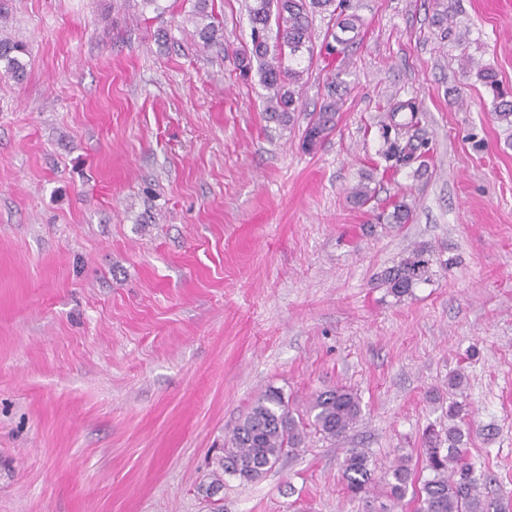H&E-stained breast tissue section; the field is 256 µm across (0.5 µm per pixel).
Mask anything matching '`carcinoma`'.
<instances>
[{
    "instance_id": "carcinoma-1",
    "label": "carcinoma",
    "mask_w": 512,
    "mask_h": 512,
    "mask_svg": "<svg viewBox=\"0 0 512 512\" xmlns=\"http://www.w3.org/2000/svg\"><path fill=\"white\" fill-rule=\"evenodd\" d=\"M211 0H192L187 20L194 23L198 45L209 49L224 44V30L213 21L209 11ZM250 41L232 50L233 62L239 76L249 79L257 74L265 88L264 111L267 119L279 125L294 123L300 111V84L312 60V15L328 14L336 27L354 32L362 24L355 14L347 13L348 0H248L246 4ZM5 15L0 13V76L21 80L27 68L24 56L26 46L3 33ZM477 75L493 94L496 119L512 125V99L500 89L496 75L490 68H481ZM340 100L329 95L319 111L312 114L304 131V140L314 148L336 128ZM390 123H382L385 159L405 162L427 155L426 142H414L401 137L408 122L398 123L389 116ZM365 180L353 187L350 199L363 206L371 198V189ZM412 208L406 201L393 203V210L382 217L388 224H407ZM432 249L419 245L397 263L377 276L379 286L400 302L413 293L419 284L431 280ZM307 418H296L288 409L281 391L269 388L259 395L224 441L222 455L217 457L219 469L242 481H253L273 468L280 459L297 450L306 430L311 428L327 439H337L353 430L362 417L360 400L352 390L340 386L324 391L310 402ZM470 432L458 425L448 427L444 434L432 432L425 441L422 457L430 476L416 483L408 457L401 456L375 474L369 454L358 448L346 451L341 462L342 478L348 496L361 499L378 482L384 483L390 496L401 501L412 494L415 512H508L509 506L496 505L485 495L474 466L466 457V443Z\"/></svg>"
}]
</instances>
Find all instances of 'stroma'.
<instances>
[{"mask_svg":"<svg viewBox=\"0 0 512 512\" xmlns=\"http://www.w3.org/2000/svg\"><path fill=\"white\" fill-rule=\"evenodd\" d=\"M436 2L351 0L364 25L332 55L314 17L281 127L224 54L249 39L243 0H214L208 50L190 0L159 18L139 0H0L30 51L23 82L0 78V512H412L381 485L350 500L340 463L362 448L427 477L423 437L453 399L489 496L512 500V127L477 78L512 88V0H444V28ZM335 79L338 126L303 150ZM407 100L420 172L380 155L379 121ZM399 199L413 222L379 223ZM419 243L432 280L394 302L376 276ZM338 386L361 400L345 438L309 435L205 497L257 396L302 414ZM191 2L192 10L188 14L187 21L194 23V35L198 39V45L203 49L223 45L224 30L211 20L214 19L211 0H192ZM209 6H211L210 12L208 11Z\"/></svg>","mask_w":512,"mask_h":512,"instance_id":"obj_1","label":"stroma"}]
</instances>
